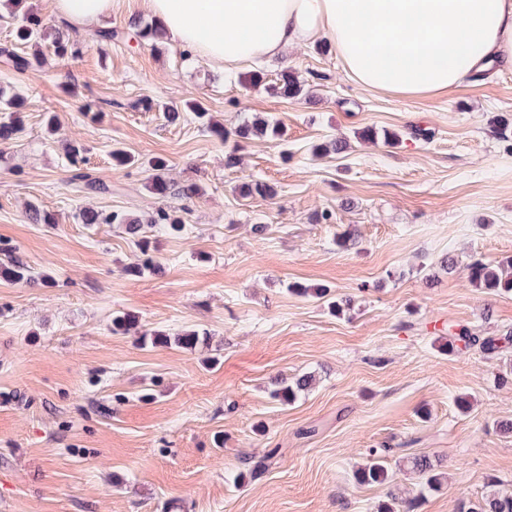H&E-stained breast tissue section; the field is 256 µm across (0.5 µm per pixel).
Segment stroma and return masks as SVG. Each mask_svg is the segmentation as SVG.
Returning a JSON list of instances; mask_svg holds the SVG:
<instances>
[{"mask_svg":"<svg viewBox=\"0 0 512 512\" xmlns=\"http://www.w3.org/2000/svg\"><path fill=\"white\" fill-rule=\"evenodd\" d=\"M135 18L152 21L141 0H114L102 25L117 39L69 30L75 59L49 52L19 73L0 55V86L26 99L23 134L0 152V263L53 279H0V512H376L392 488L413 512H459L491 480L512 491V434L497 428L512 421V346L441 349L460 325L512 330V294L474 288L466 270L512 256V70L402 97L357 85L320 41L264 67L270 80L292 69L315 95L286 100L245 86L250 67L136 37ZM143 98L200 101L229 128L262 116L281 134L241 141L229 169L193 114L171 125ZM366 128L401 141H361ZM338 137L346 153L312 157ZM71 141L106 193L69 182ZM117 147L165 158L203 196L158 199L144 168L113 164ZM255 180L276 196L241 195ZM31 204L55 223H31ZM164 205L187 207L185 228L149 230L160 268L138 277L124 272L142 256L122 227L79 219L91 207L147 220ZM296 282L351 305L333 314L289 292ZM121 312L206 341L143 344L113 332ZM304 373L310 390L273 397L275 379ZM375 448L394 485L355 482ZM417 455L443 472L440 488L420 492Z\"/></svg>","mask_w":512,"mask_h":512,"instance_id":"stroma-1","label":"stroma"}]
</instances>
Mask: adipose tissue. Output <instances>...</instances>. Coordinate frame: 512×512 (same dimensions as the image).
<instances>
[{
	"instance_id": "adipose-tissue-1",
	"label": "adipose tissue",
	"mask_w": 512,
	"mask_h": 512,
	"mask_svg": "<svg viewBox=\"0 0 512 512\" xmlns=\"http://www.w3.org/2000/svg\"><path fill=\"white\" fill-rule=\"evenodd\" d=\"M167 39L225 67L328 42L358 85L447 94L472 73L512 67V0H142ZM56 18L99 25L112 0H54Z\"/></svg>"
}]
</instances>
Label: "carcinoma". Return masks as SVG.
<instances>
[{
    "mask_svg": "<svg viewBox=\"0 0 512 512\" xmlns=\"http://www.w3.org/2000/svg\"><path fill=\"white\" fill-rule=\"evenodd\" d=\"M15 40L22 45L28 44L37 47L36 52L29 57L18 54L12 47L4 46L0 48V54L8 57L14 69L18 71H24L32 64L41 62L43 49L45 48L53 50L54 55L61 59L74 57L79 53V48L66 38L63 29L48 24L42 16L31 10L23 12L22 24L17 26L15 30ZM244 84L248 87L262 86L270 94L283 99L297 100L307 98L310 95V90L306 87V84L301 82L295 73L288 69L280 71L275 80L271 82L266 81L263 73L254 72L245 77ZM23 104L24 100L22 98L8 93L0 87V112L14 113ZM186 109L193 112L194 117L222 141L227 142L235 137L241 140L258 136L276 137L280 135L279 126L262 117H258L251 122L246 121L231 130L212 123L209 113L198 102L186 104ZM347 149V141L335 139L312 146L311 154L314 158L320 159L331 154H342ZM82 153L83 148L79 146H72L69 149V163L74 167L71 179L83 183V188L92 193L107 192L108 187L105 184L78 168L79 163L84 161ZM148 168L152 171L148 188L160 198L177 196L181 199L192 200L202 194V188L195 182L187 181L178 184L170 180L166 175L168 163L163 157L150 159ZM239 191L245 196L256 194L271 198L276 195V190L272 186L262 182L243 183L239 187ZM82 222L85 224L123 225L126 233L131 236L141 254L144 256L149 254L151 241L145 235L141 221L137 218L117 213L103 215L97 211L87 210L82 213ZM150 225L153 227L159 226L166 231L180 232L184 228V221L175 211L161 208L157 211L156 216L150 219ZM0 277L12 282L31 279L27 267L12 260L7 263H0ZM468 277L471 284L476 288L494 293H512V258L505 260L498 266L489 265L481 258H474L469 264ZM137 324V316L123 313L112 318V331L126 333ZM141 341L148 342L153 346H166L172 342L180 348L192 350L199 344L200 338L194 330L183 332L173 338L161 332H153L142 334ZM510 342H512V331L500 336H481L474 328L462 325L448 336L444 348L450 354L474 347L484 354H494ZM311 383L312 378L309 376H302L291 384L288 383V380L282 379L277 383V388L273 391V394L281 401L290 403L296 398L297 392L307 389ZM412 467L421 478V490L431 491L439 488L441 485L440 474L436 472L435 465L428 456L423 455L413 458ZM355 481L360 485L390 483L393 481V474L389 471L385 457L375 452L370 455L369 462L356 471ZM491 486L495 487V490L488 493L476 505L467 508L466 512H512V493L497 488V482L495 481L491 482Z\"/></svg>",
    "mask_w": 512,
    "mask_h": 512,
    "instance_id": "carcinoma-1",
    "label": "carcinoma"
}]
</instances>
